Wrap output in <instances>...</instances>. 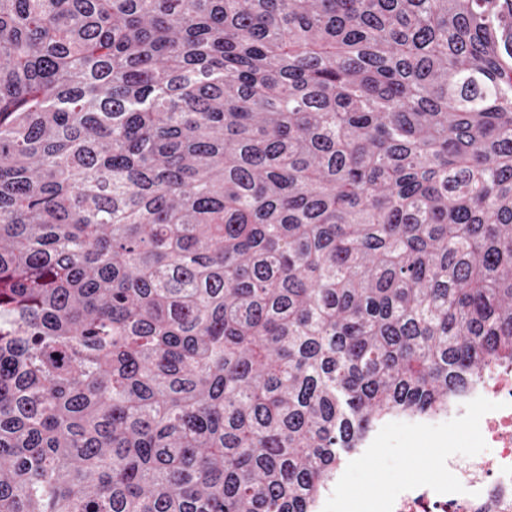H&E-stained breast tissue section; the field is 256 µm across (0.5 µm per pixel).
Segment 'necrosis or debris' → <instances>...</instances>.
<instances>
[{
    "label": "necrosis or debris",
    "instance_id": "obj_1",
    "mask_svg": "<svg viewBox=\"0 0 512 512\" xmlns=\"http://www.w3.org/2000/svg\"><path fill=\"white\" fill-rule=\"evenodd\" d=\"M475 419L482 427L483 451L463 459L444 452L426 482L398 484L379 502V512H512L511 365L490 369L471 399L450 407L447 416L409 430H460Z\"/></svg>",
    "mask_w": 512,
    "mask_h": 512
}]
</instances>
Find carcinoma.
Masks as SVG:
<instances>
[{"label": "carcinoma", "mask_w": 512, "mask_h": 512, "mask_svg": "<svg viewBox=\"0 0 512 512\" xmlns=\"http://www.w3.org/2000/svg\"><path fill=\"white\" fill-rule=\"evenodd\" d=\"M512 364V0H0V512H314Z\"/></svg>", "instance_id": "cac0c4a2"}]
</instances>
